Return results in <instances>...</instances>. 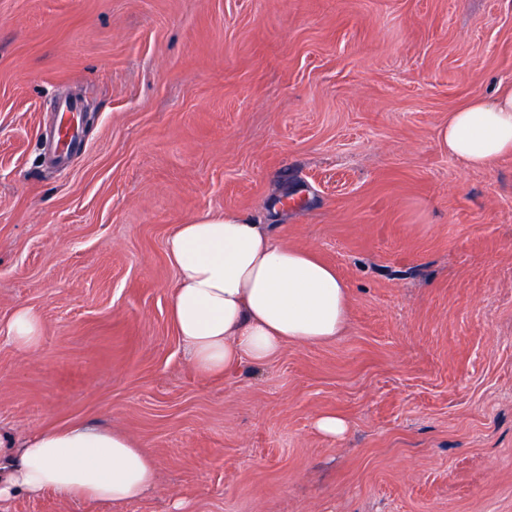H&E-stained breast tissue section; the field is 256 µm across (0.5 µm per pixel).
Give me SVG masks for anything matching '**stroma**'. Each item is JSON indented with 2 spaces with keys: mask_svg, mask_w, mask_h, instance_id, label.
I'll return each instance as SVG.
<instances>
[{
  "mask_svg": "<svg viewBox=\"0 0 512 512\" xmlns=\"http://www.w3.org/2000/svg\"><path fill=\"white\" fill-rule=\"evenodd\" d=\"M511 80L512 0H0V429L109 426L159 469L0 512H512V155L439 139ZM63 97L83 149L51 169ZM227 211L336 269L342 336L195 372L165 241ZM42 328L38 317L27 309L18 310L7 330L6 340L19 348L38 349ZM315 425L321 433L332 438H341L347 430L346 420L335 413L321 414Z\"/></svg>",
  "mask_w": 512,
  "mask_h": 512,
  "instance_id": "stroma-1",
  "label": "stroma"
}]
</instances>
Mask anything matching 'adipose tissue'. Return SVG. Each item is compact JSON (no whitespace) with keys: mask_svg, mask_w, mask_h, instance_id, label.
<instances>
[{"mask_svg":"<svg viewBox=\"0 0 512 512\" xmlns=\"http://www.w3.org/2000/svg\"><path fill=\"white\" fill-rule=\"evenodd\" d=\"M440 140L472 168L511 154L512 82L493 99L475 97L451 112ZM166 256L177 271L171 321L201 377L260 369L288 344L330 342L347 326L349 294L335 268L243 214H203L177 225ZM156 481L155 458L106 427L75 423L19 442L0 434V503L51 491L126 504Z\"/></svg>","mask_w":512,"mask_h":512,"instance_id":"1","label":"adipose tissue"}]
</instances>
